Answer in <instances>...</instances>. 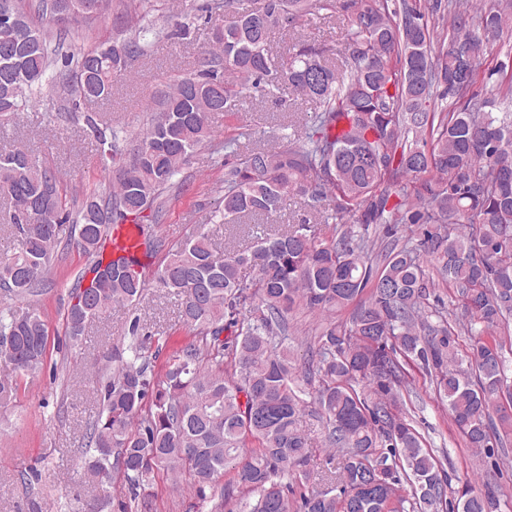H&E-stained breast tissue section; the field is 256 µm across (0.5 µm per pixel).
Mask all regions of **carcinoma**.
<instances>
[{
  "label": "carcinoma",
  "mask_w": 512,
  "mask_h": 512,
  "mask_svg": "<svg viewBox=\"0 0 512 512\" xmlns=\"http://www.w3.org/2000/svg\"><path fill=\"white\" fill-rule=\"evenodd\" d=\"M0 119L10 120L56 78L85 101L112 97L113 82L165 34L128 18L112 43L72 50L48 29L99 21L112 0H0ZM241 0L216 7L236 20L212 29L196 74L154 99L149 125L132 139L113 190L69 206L57 176L23 150L0 152V194L9 202L17 246L0 257V288L33 292L71 225L90 255L66 313L79 345L87 326L115 304H137L138 261L104 259L110 228L132 219L156 248L144 212L199 149L215 137L211 115L229 118L250 95L285 91L318 110L274 146L244 155L224 140V196L210 219L269 217L290 197L308 215L279 233L263 230L246 251L219 250L200 224L171 247L156 280L178 297L198 340L154 373V353L131 329L130 357L102 377L100 410L81 458L84 474L122 480L131 503L153 512L156 477L191 484L210 512H501L488 473L482 487L448 471L424 446L402 399L412 371L429 376L464 446L493 462L512 443V120L486 111L480 62L512 20L509 0H345L350 22L340 61L302 47L278 54L270 34L295 32L336 0ZM455 99L449 110L443 100ZM102 154L117 132L86 116ZM360 226L330 237L320 224ZM406 232L404 240L395 238ZM252 275L247 276L244 270ZM454 288L468 350L442 312L429 320L436 285ZM352 311L324 327L317 361L288 346V315ZM48 327L36 309L0 311V405L48 360ZM314 404L340 449L327 487L310 485L315 448L298 427ZM232 479L219 484L224 474Z\"/></svg>",
  "instance_id": "1"
}]
</instances>
